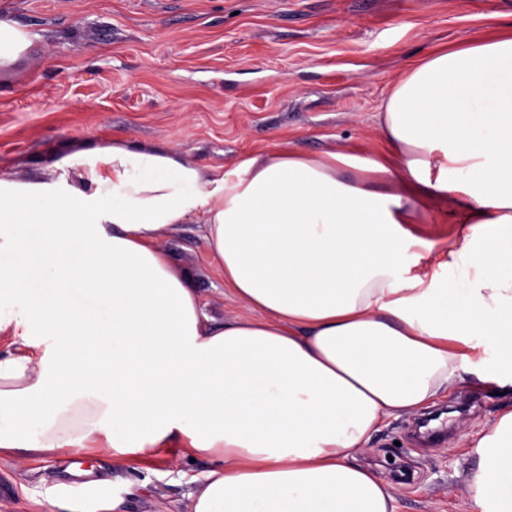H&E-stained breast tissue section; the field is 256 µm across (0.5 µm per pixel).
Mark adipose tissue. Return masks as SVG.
Segmentation results:
<instances>
[{"instance_id":"1","label":"adipose tissue","mask_w":512,"mask_h":512,"mask_svg":"<svg viewBox=\"0 0 512 512\" xmlns=\"http://www.w3.org/2000/svg\"><path fill=\"white\" fill-rule=\"evenodd\" d=\"M383 159L286 149L202 168L115 140L0 170V452L83 447L35 430L92 394L115 453L216 460L189 512H396L355 465L389 418L494 364L512 386V32L439 50L380 107ZM454 226L415 235L418 204ZM203 227L248 314L209 318L162 248ZM50 337L52 357L34 354ZM470 512H512V410L478 440ZM61 512H119L105 487Z\"/></svg>"}]
</instances>
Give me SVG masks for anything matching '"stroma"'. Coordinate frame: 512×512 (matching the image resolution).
Returning a JSON list of instances; mask_svg holds the SVG:
<instances>
[{"mask_svg":"<svg viewBox=\"0 0 512 512\" xmlns=\"http://www.w3.org/2000/svg\"><path fill=\"white\" fill-rule=\"evenodd\" d=\"M32 46L0 70V167L25 177L66 148L115 139L233 168L284 149L380 158L378 108L432 52L512 30V0H0ZM193 277L207 315H245L208 261L200 227L162 241ZM512 410V388L460 382L437 398L436 440L421 416L388 419L358 464L398 487L397 512H470L476 444ZM109 480L121 512H185L214 468L178 445L114 465L88 443L0 455V512H59L65 461Z\"/></svg>","mask_w":512,"mask_h":512,"instance_id":"stroma-1","label":"stroma"}]
</instances>
